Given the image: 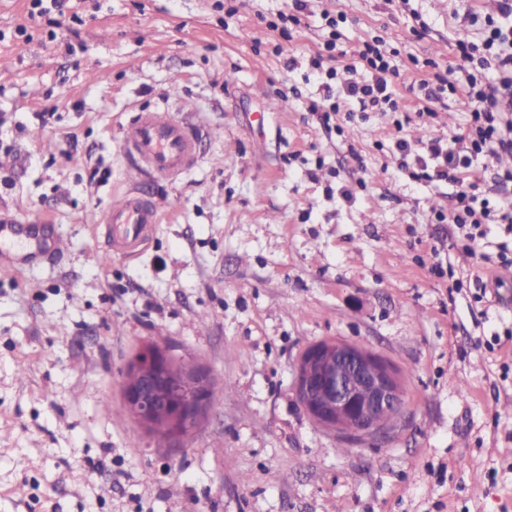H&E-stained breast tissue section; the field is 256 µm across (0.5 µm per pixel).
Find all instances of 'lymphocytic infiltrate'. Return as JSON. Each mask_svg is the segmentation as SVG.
<instances>
[{
    "mask_svg": "<svg viewBox=\"0 0 512 512\" xmlns=\"http://www.w3.org/2000/svg\"><path fill=\"white\" fill-rule=\"evenodd\" d=\"M322 17L330 33L312 64L321 71L324 95L311 102V111L322 113L328 122L343 111L347 100L353 99L365 110L400 112L399 96L392 85L396 69L382 38L365 43L361 54L372 72L371 81L353 80L342 89L333 88L337 72L331 62L336 58L340 38L338 21L327 10ZM456 57L457 71L467 75L463 90L475 108L461 133L448 140L437 136L424 143L417 166L420 178L454 185L455 207L448 221L457 226L462 248L474 254L481 248L486 225H503L512 234V206L493 203L489 195L479 193L473 171L475 158L491 162L500 153H512V0H499L497 15L486 18L482 42H459ZM459 142L465 145L461 154L452 149Z\"/></svg>",
    "mask_w": 512,
    "mask_h": 512,
    "instance_id": "lymphocytic-infiltrate-1",
    "label": "lymphocytic infiltrate"
}]
</instances>
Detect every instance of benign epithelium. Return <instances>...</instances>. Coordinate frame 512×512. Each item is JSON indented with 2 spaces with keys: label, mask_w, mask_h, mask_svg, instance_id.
<instances>
[{
  "label": "benign epithelium",
  "mask_w": 512,
  "mask_h": 512,
  "mask_svg": "<svg viewBox=\"0 0 512 512\" xmlns=\"http://www.w3.org/2000/svg\"><path fill=\"white\" fill-rule=\"evenodd\" d=\"M295 388L316 425L352 439L383 436L404 405L398 370L372 349L338 338L302 352ZM212 391L201 368L176 363L160 345H146L132 360L122 399L138 424L178 444L212 407Z\"/></svg>",
  "instance_id": "benign-epithelium-1"
}]
</instances>
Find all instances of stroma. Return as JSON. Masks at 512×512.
I'll list each match as a JSON object with an SVG mask.
<instances>
[{"label": "stroma", "mask_w": 512, "mask_h": 512, "mask_svg": "<svg viewBox=\"0 0 512 512\" xmlns=\"http://www.w3.org/2000/svg\"><path fill=\"white\" fill-rule=\"evenodd\" d=\"M98 0L82 22L0 0V213L42 221L64 257L0 270V512H512V277L476 302L477 257L436 213L453 187L412 177L396 147L451 136L474 105L408 88L480 41L496 0ZM339 24L340 79L381 36L409 123L354 112L326 126L311 64ZM196 136L172 179L121 149L140 112ZM136 190L160 204L138 253L104 259L101 211ZM497 348H488L493 336ZM367 346L398 370L405 406L385 437L340 439L295 392L303 350ZM154 343L224 396L176 448L121 395Z\"/></svg>", "instance_id": "stroma-1"}]
</instances>
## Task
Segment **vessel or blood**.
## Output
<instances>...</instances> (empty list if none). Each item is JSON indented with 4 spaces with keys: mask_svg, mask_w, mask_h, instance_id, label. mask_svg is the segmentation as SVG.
Returning <instances> with one entry per match:
<instances>
[{
    "mask_svg": "<svg viewBox=\"0 0 512 512\" xmlns=\"http://www.w3.org/2000/svg\"><path fill=\"white\" fill-rule=\"evenodd\" d=\"M122 147L141 171L162 179L177 176L196 157L193 133L165 110L135 115L123 129ZM102 221L112 231L111 253L130 256L158 223L159 211L153 200L129 192L106 208ZM64 250L60 238L45 237L39 222H0V264L56 257Z\"/></svg>",
    "mask_w": 512,
    "mask_h": 512,
    "instance_id": "1",
    "label": "vessel or blood"
}]
</instances>
